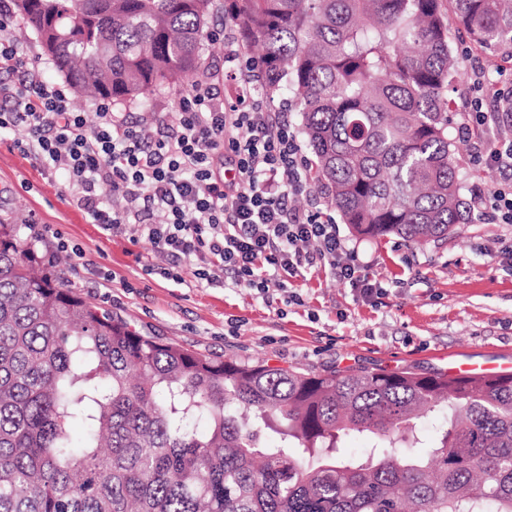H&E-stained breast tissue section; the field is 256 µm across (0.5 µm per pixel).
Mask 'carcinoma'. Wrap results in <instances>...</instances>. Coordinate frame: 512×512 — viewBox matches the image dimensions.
I'll return each mask as SVG.
<instances>
[{
	"mask_svg": "<svg viewBox=\"0 0 512 512\" xmlns=\"http://www.w3.org/2000/svg\"><path fill=\"white\" fill-rule=\"evenodd\" d=\"M74 91L147 105L189 85L220 12L292 96L314 182L355 235L446 240L470 221L442 0H15ZM512 51V0H448ZM446 415L426 453L414 421ZM276 434L272 443L261 432ZM370 436L363 457L341 438ZM0 512H512V374H310L144 336L67 288L0 219Z\"/></svg>",
	"mask_w": 512,
	"mask_h": 512,
	"instance_id": "1",
	"label": "carcinoma"
}]
</instances>
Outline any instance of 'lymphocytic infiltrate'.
<instances>
[{"label": "lymphocytic infiltrate", "instance_id": "lymphocytic-infiltrate-1", "mask_svg": "<svg viewBox=\"0 0 512 512\" xmlns=\"http://www.w3.org/2000/svg\"><path fill=\"white\" fill-rule=\"evenodd\" d=\"M14 5L0 0V135L24 129L11 149L61 175L67 204L103 231L153 243L165 263L144 274L179 282L188 270L206 286L266 296L327 267L363 297L374 294L334 219L296 204L310 187L309 162L286 113L268 111L249 92L254 59L224 50L241 84L235 98L198 79L174 111L133 117L102 100L90 117L73 106L68 83L48 81L21 51ZM498 91L487 68L474 70L463 135L488 124L483 101ZM475 156L503 175L475 206L494 223L512 224V142L476 144ZM112 194L122 207L110 206Z\"/></svg>", "mask_w": 512, "mask_h": 512}]
</instances>
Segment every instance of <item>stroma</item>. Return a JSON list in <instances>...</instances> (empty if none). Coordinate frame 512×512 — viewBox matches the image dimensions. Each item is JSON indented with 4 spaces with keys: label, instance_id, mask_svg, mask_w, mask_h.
I'll return each instance as SVG.
<instances>
[{
    "label": "stroma",
    "instance_id": "1",
    "mask_svg": "<svg viewBox=\"0 0 512 512\" xmlns=\"http://www.w3.org/2000/svg\"><path fill=\"white\" fill-rule=\"evenodd\" d=\"M448 36L462 62L447 91L459 124L474 67L493 60L512 69V55L483 51L453 16ZM64 195L61 177L0 143V215L32 224L28 239L60 260L65 283L142 335L212 358L317 374L384 368L427 375L452 360L497 364L512 356V224L478 219L461 225L459 236L422 246L363 240L340 224L360 276L382 295L363 298L326 269L290 280L298 300L289 305L279 292L266 300L246 288L144 275L143 266L161 262L155 247L105 235ZM60 238L69 251H57Z\"/></svg>",
    "mask_w": 512,
    "mask_h": 512
}]
</instances>
